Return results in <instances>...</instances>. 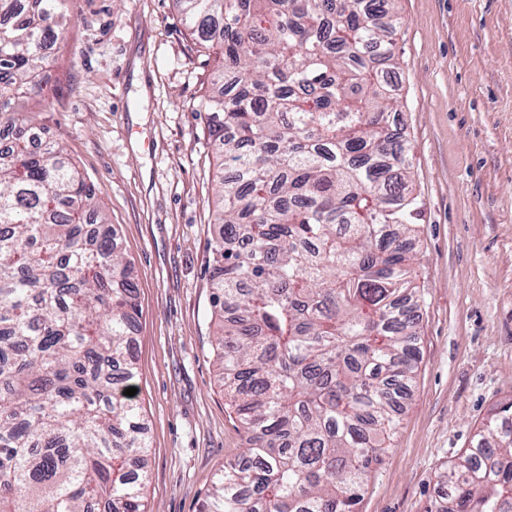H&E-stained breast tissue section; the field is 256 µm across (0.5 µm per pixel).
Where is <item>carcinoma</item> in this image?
<instances>
[{
	"label": "carcinoma",
	"instance_id": "obj_1",
	"mask_svg": "<svg viewBox=\"0 0 512 512\" xmlns=\"http://www.w3.org/2000/svg\"><path fill=\"white\" fill-rule=\"evenodd\" d=\"M396 0H180L213 50L217 364L246 448L204 512H357L419 362L421 202L392 113ZM67 0H0V112L39 89ZM0 149V512H146L130 262L35 119ZM440 512H512V416L439 474Z\"/></svg>",
	"mask_w": 512,
	"mask_h": 512
}]
</instances>
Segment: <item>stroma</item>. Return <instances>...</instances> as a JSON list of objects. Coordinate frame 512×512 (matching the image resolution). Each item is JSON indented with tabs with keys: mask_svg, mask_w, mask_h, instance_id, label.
<instances>
[{
	"mask_svg": "<svg viewBox=\"0 0 512 512\" xmlns=\"http://www.w3.org/2000/svg\"><path fill=\"white\" fill-rule=\"evenodd\" d=\"M396 122L423 203L420 360L358 512H436V474L512 405V0H398ZM27 102L95 189L131 263L151 444L148 512H200L245 436L214 363L208 263L221 160L214 57L178 0H69Z\"/></svg>",
	"mask_w": 512,
	"mask_h": 512,
	"instance_id": "35a3bbf8",
	"label": "stroma"
}]
</instances>
